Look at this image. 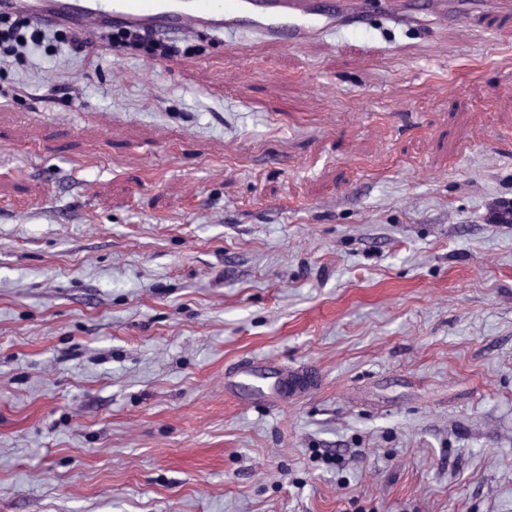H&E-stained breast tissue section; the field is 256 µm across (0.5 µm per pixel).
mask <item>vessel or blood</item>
I'll return each instance as SVG.
<instances>
[{
  "mask_svg": "<svg viewBox=\"0 0 512 512\" xmlns=\"http://www.w3.org/2000/svg\"><path fill=\"white\" fill-rule=\"evenodd\" d=\"M367 0H0V13L26 12L43 27L64 26L76 33L91 29L140 28L161 37L195 30H257L265 39L299 48L323 31L359 26ZM487 12L512 17V0H400L396 16L411 23L420 16L470 24Z\"/></svg>",
  "mask_w": 512,
  "mask_h": 512,
  "instance_id": "obj_1",
  "label": "vessel or blood"
}]
</instances>
